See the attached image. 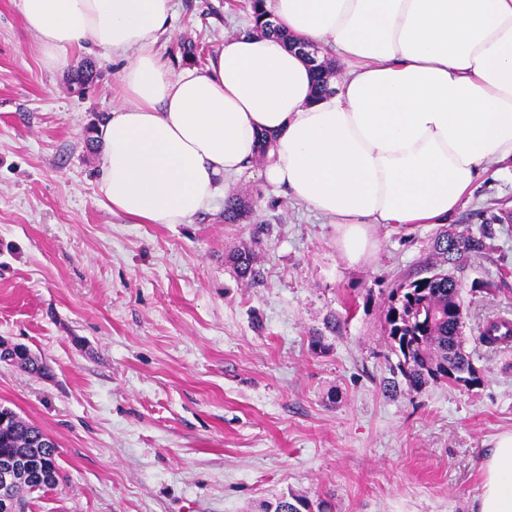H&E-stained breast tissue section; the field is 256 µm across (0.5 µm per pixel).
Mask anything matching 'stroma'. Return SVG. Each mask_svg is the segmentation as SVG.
Here are the masks:
<instances>
[{
	"label": "stroma",
	"instance_id": "stroma-1",
	"mask_svg": "<svg viewBox=\"0 0 512 512\" xmlns=\"http://www.w3.org/2000/svg\"><path fill=\"white\" fill-rule=\"evenodd\" d=\"M173 3L155 50L175 73L250 26L249 0ZM86 60L98 76L80 95ZM121 67L101 51L46 67L20 0H0V339L50 367L0 362V403L57 443L61 467L29 512H262L284 494L333 512H470L512 431V348L479 342L512 318V161L446 225L376 226L356 264L334 225L253 176L228 189L237 223L219 199L188 224H135L98 192ZM486 217V251L455 271L482 384L391 388L390 290L428 276L443 229ZM242 248L256 281L229 261ZM19 350V353L16 351ZM13 353L16 354L17 362H12L13 366H16L30 375L41 377L49 372V366L41 358L32 356L29 349L23 345H13L11 351H9L10 357L13 360Z\"/></svg>",
	"mask_w": 512,
	"mask_h": 512
}]
</instances>
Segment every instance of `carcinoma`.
Returning a JSON list of instances; mask_svg holds the SVG:
<instances>
[{
	"label": "carcinoma",
	"instance_id": "obj_1",
	"mask_svg": "<svg viewBox=\"0 0 512 512\" xmlns=\"http://www.w3.org/2000/svg\"><path fill=\"white\" fill-rule=\"evenodd\" d=\"M485 239L482 228L466 234L444 232L433 245L441 265L432 268L430 275L391 290L387 331L395 352L402 356L398 368L407 389L416 390L429 382H448L468 389L483 383L462 345L461 285L443 265L458 267L483 253L487 248ZM230 261L243 279L253 280L259 275L247 250L231 254ZM481 342L491 348L511 344L512 323L506 319L488 321ZM11 352L17 357L14 366L36 377L48 374L47 363L27 347L14 345ZM59 456L57 443L42 429L0 404V460L21 457L32 466V472L16 490L22 508H27L33 494H44L58 485ZM264 512H332V508L324 500L314 506L304 497L283 495L266 504Z\"/></svg>",
	"mask_w": 512,
	"mask_h": 512
}]
</instances>
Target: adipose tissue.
<instances>
[{
    "label": "adipose tissue",
    "instance_id": "obj_1",
    "mask_svg": "<svg viewBox=\"0 0 512 512\" xmlns=\"http://www.w3.org/2000/svg\"><path fill=\"white\" fill-rule=\"evenodd\" d=\"M278 35L225 38L206 68L154 50L172 0H21L45 66L89 46L123 60L100 130L99 193L137 224H188L229 181L259 175L336 226L349 262L379 224H443L512 159V0H264ZM342 72L316 92L301 44ZM473 512H512V432Z\"/></svg>",
    "mask_w": 512,
    "mask_h": 512
}]
</instances>
